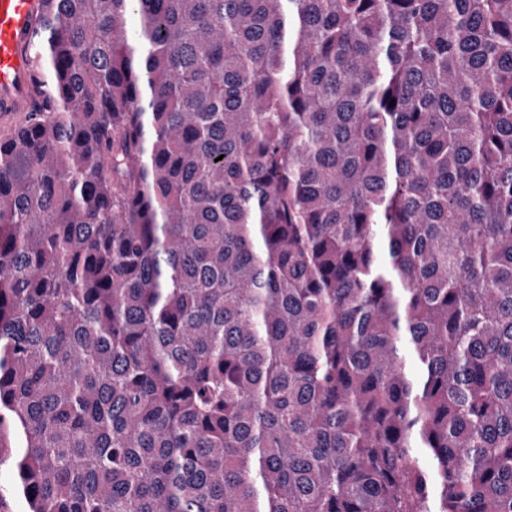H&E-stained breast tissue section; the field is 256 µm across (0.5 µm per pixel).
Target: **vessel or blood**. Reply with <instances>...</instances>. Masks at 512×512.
<instances>
[{
	"instance_id": "1",
	"label": "vessel or blood",
	"mask_w": 512,
	"mask_h": 512,
	"mask_svg": "<svg viewBox=\"0 0 512 512\" xmlns=\"http://www.w3.org/2000/svg\"><path fill=\"white\" fill-rule=\"evenodd\" d=\"M40 0H0V113L9 115L26 111L33 58L35 18Z\"/></svg>"
}]
</instances>
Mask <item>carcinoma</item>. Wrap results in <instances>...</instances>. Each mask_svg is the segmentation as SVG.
Returning <instances> with one entry per match:
<instances>
[{
  "label": "carcinoma",
  "instance_id": "1",
  "mask_svg": "<svg viewBox=\"0 0 512 512\" xmlns=\"http://www.w3.org/2000/svg\"><path fill=\"white\" fill-rule=\"evenodd\" d=\"M41 2L0 512H512V0Z\"/></svg>",
  "mask_w": 512,
  "mask_h": 512
}]
</instances>
